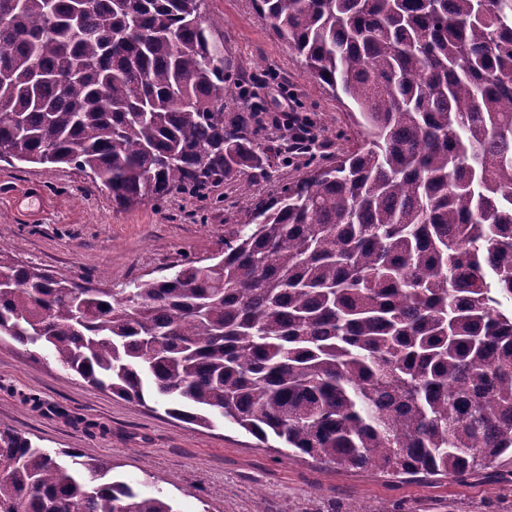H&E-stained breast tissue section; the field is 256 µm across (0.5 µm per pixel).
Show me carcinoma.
Here are the masks:
<instances>
[{
    "mask_svg": "<svg viewBox=\"0 0 512 512\" xmlns=\"http://www.w3.org/2000/svg\"><path fill=\"white\" fill-rule=\"evenodd\" d=\"M348 111L346 146L254 200L222 257L119 291L0 247V336L89 384L290 456L467 476L512 455V0H257ZM202 0H0V161L131 208L270 158ZM75 448L0 432V512H176Z\"/></svg>",
    "mask_w": 512,
    "mask_h": 512,
    "instance_id": "obj_1",
    "label": "carcinoma"
}]
</instances>
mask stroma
Wrapping results in <instances>:
<instances>
[{"label": "stroma", "mask_w": 512, "mask_h": 512, "mask_svg": "<svg viewBox=\"0 0 512 512\" xmlns=\"http://www.w3.org/2000/svg\"><path fill=\"white\" fill-rule=\"evenodd\" d=\"M205 18L239 75L228 112H250L258 144L286 134L288 114L273 94L293 100L316 123L314 154L344 145L343 105L307 72L301 57L257 14L254 0H204ZM311 154V155H314ZM311 155L273 159L206 196L173 194L121 210L90 174L63 166L0 162V246L23 262L95 288H121L222 255L224 238L247 205L300 176ZM50 450L76 448L110 460L115 474L171 498L177 512H512V458L467 478L392 477L336 470L278 452L227 422L209 427L96 389L46 349L0 338V431Z\"/></svg>", "instance_id": "35a3bbf8"}]
</instances>
